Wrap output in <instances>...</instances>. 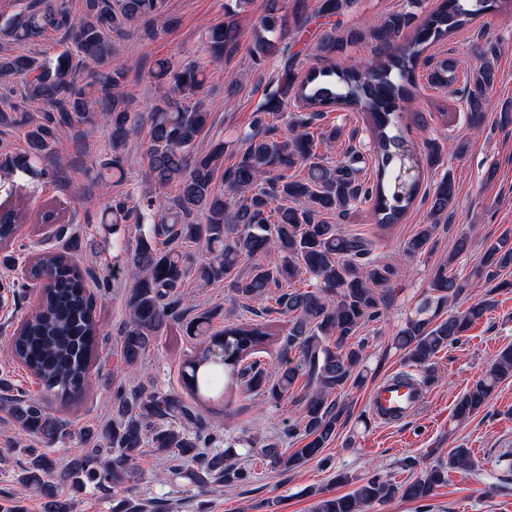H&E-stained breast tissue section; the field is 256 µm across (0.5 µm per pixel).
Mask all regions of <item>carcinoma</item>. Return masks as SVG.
<instances>
[{
  "instance_id": "obj_1",
  "label": "carcinoma",
  "mask_w": 512,
  "mask_h": 512,
  "mask_svg": "<svg viewBox=\"0 0 512 512\" xmlns=\"http://www.w3.org/2000/svg\"><path fill=\"white\" fill-rule=\"evenodd\" d=\"M250 0H229L224 12L230 20L213 26L208 34L209 61L176 66L158 59L149 77L165 90L148 113V147L143 154L145 186L135 201H110L112 232L123 224H139L145 214L160 207L161 192L178 186L167 201L165 214L136 239L131 257L125 302L128 319L121 329V357L125 367H139L163 328L173 323L185 335L199 339L183 363L182 381L190 400L173 392L140 385L119 386L112 392V422L97 429L72 431L67 422L48 412L43 399L33 397L0 377V403L18 430L48 445L78 439L93 446L77 460L57 462L34 448H20L23 456L17 480L36 488L44 500V512H71L67 488L75 495L91 485L101 492L122 489L135 479V461L151 449L159 471L185 472L200 489L211 484L226 487L245 484L251 472L233 462L237 447H257L249 437L224 440L199 411L211 399L213 378L223 374L243 383L262 403L278 404L301 378L306 392L301 397L302 416L288 426V436L302 435L305 444L292 453L280 451L281 440H263L262 454L273 469L288 471L319 457L336 434L346 413L331 395L367 377L364 351L369 339L361 328L381 320L386 309L393 271L370 258V242L344 234L323 215H342L361 202L372 204L377 227L387 230L399 223L415 201L420 182H399L403 160L434 168L442 162V148L426 147L424 157L406 143L399 111L425 50L471 23L496 6V0H444L409 37H404L410 17L390 13L356 37L373 47L377 59L369 74L358 69L338 70L327 63L343 48L344 39L324 34L318 46L321 68H310L296 80L292 72L265 95L248 131L241 135L243 149L237 162L224 168V142L206 151L197 150V139L207 126L204 86L209 65L234 49L238 29L232 17ZM352 0H319L317 13L332 16ZM160 0H84L83 12L71 15L66 0H29L19 10L0 14V87L14 90L21 82L20 101L0 109V129L24 128L27 149L6 154L0 167L42 179H55L65 146L62 135L76 131L86 135L103 123L112 154L105 160L87 155L91 165L124 175V149L141 116L120 88L142 73L141 62L109 69L112 37L125 38L135 31H149L158 15ZM281 0H267L266 10L254 31L250 56L259 65L273 53L276 34H285ZM61 35L63 50L53 59L38 52L18 54L15 47L35 45L49 34ZM457 62L444 59L433 68L432 79L441 86L455 82ZM491 60L483 58L465 84L464 98L471 125L482 120V101L494 82ZM299 102L302 111L289 116L288 133L280 135L267 117L278 116L288 102ZM41 112L33 120L30 107ZM346 108L367 118L373 139L376 178H361L359 157L353 148L334 163L317 151L316 140L334 142L336 128L312 133L313 120L327 109ZM299 167L301 178L286 175ZM224 170L228 194L214 192L213 180ZM430 202L432 223L424 225L405 242L407 253H425L439 228V220L456 207V186L451 173L434 184ZM205 222H195V215ZM20 212L0 204V245L17 242ZM201 245L212 257L198 261L188 248ZM468 237L459 236L454 253L435 269L429 293L405 319L394 336L395 348L410 367L428 365L444 349L456 345L475 323L494 309V293L512 288L500 280L512 267V233L505 232L483 249L468 275L453 271L456 258L467 252ZM67 252H43L29 268V277L50 278L42 286L41 306L23 319L10 342L18 361L39 381L43 390L65 401L81 393L90 379L89 367L99 336L94 306L89 303L87 280H96L92 269L79 270L71 253L81 249L72 237ZM251 259L241 267L242 257ZM194 277L202 285L224 281L233 301L248 306L275 295V312L289 317L288 336L271 363L248 358L274 340L267 321L229 322L215 329L217 311H205L184 320L194 308L191 299L177 291ZM315 281L313 289L294 287L303 277ZM491 289L464 310L453 309L474 281ZM512 378V347L503 348L489 369L458 400L459 420L484 407L495 388ZM466 448H452L448 460L427 468L423 475L400 485L373 475L356 481L343 495L312 488V512H367L396 494L422 502L446 482L448 470L471 469ZM153 504L123 498L113 512H150Z\"/></svg>"
}]
</instances>
